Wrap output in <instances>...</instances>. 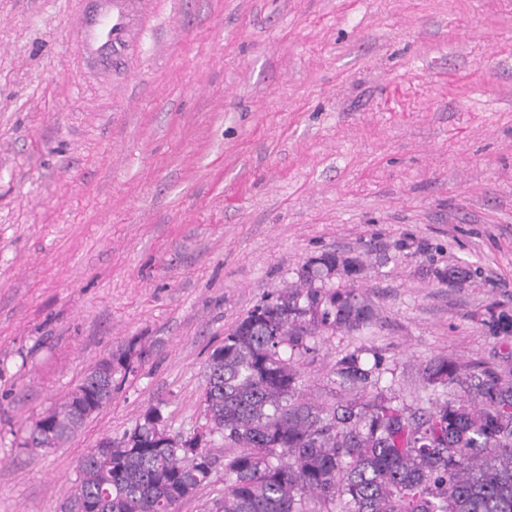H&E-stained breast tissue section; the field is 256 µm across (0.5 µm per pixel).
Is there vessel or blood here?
<instances>
[{
    "mask_svg": "<svg viewBox=\"0 0 512 512\" xmlns=\"http://www.w3.org/2000/svg\"><path fill=\"white\" fill-rule=\"evenodd\" d=\"M142 0H92L73 24L85 61L100 73L121 59Z\"/></svg>",
    "mask_w": 512,
    "mask_h": 512,
    "instance_id": "1",
    "label": "vessel or blood"
}]
</instances>
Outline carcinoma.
I'll use <instances>...</instances> for the list:
<instances>
[{"instance_id":"carcinoma-1","label":"carcinoma","mask_w":512,"mask_h":512,"mask_svg":"<svg viewBox=\"0 0 512 512\" xmlns=\"http://www.w3.org/2000/svg\"><path fill=\"white\" fill-rule=\"evenodd\" d=\"M356 280L357 257L325 252L310 259L299 283L266 297L211 353L203 404L209 431L221 436L224 496L207 512H512V374L448 357L429 364L431 385L461 394L408 404L384 357L361 351L336 361L346 394L333 403L306 397L301 366L316 330L350 332L371 325L373 308L354 287L336 288V272ZM137 339L98 360L60 404L51 433L25 445L58 448L84 424L66 409L90 393L96 409L112 400L136 369L127 359ZM138 442L106 438L84 454L67 512H179L210 483L212 449L160 448L147 420Z\"/></svg>"}]
</instances>
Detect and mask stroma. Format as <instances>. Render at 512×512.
<instances>
[{"mask_svg": "<svg viewBox=\"0 0 512 512\" xmlns=\"http://www.w3.org/2000/svg\"><path fill=\"white\" fill-rule=\"evenodd\" d=\"M81 7L0 0V512H62L148 406L207 429L212 350L326 251L364 260L376 319L315 336L309 397L357 349L409 400L441 356L512 368V0H149L105 80L65 31ZM136 336L107 406L24 446Z\"/></svg>", "mask_w": 512, "mask_h": 512, "instance_id": "stroma-1", "label": "stroma"}]
</instances>
